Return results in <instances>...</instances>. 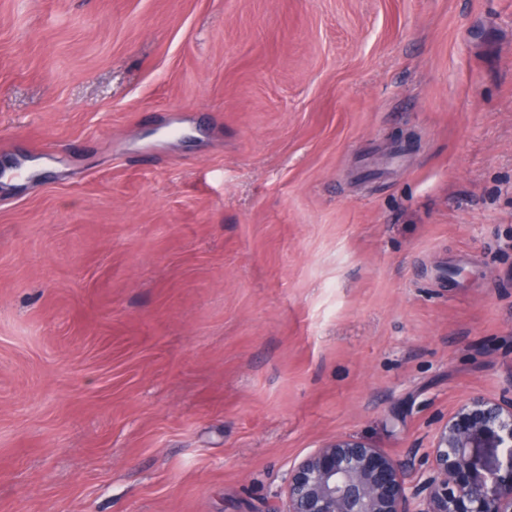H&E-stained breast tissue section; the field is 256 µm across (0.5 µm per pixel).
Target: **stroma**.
Masks as SVG:
<instances>
[{
  "mask_svg": "<svg viewBox=\"0 0 512 512\" xmlns=\"http://www.w3.org/2000/svg\"><path fill=\"white\" fill-rule=\"evenodd\" d=\"M511 390L512 0H0V512L412 484Z\"/></svg>",
  "mask_w": 512,
  "mask_h": 512,
  "instance_id": "obj_1",
  "label": "stroma"
}]
</instances>
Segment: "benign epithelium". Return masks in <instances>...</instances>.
I'll return each mask as SVG.
<instances>
[{
    "mask_svg": "<svg viewBox=\"0 0 512 512\" xmlns=\"http://www.w3.org/2000/svg\"><path fill=\"white\" fill-rule=\"evenodd\" d=\"M427 464L411 486L404 465L338 437L288 470L281 512H512V396L466 398L436 431Z\"/></svg>",
    "mask_w": 512,
    "mask_h": 512,
    "instance_id": "1",
    "label": "benign epithelium"
}]
</instances>
